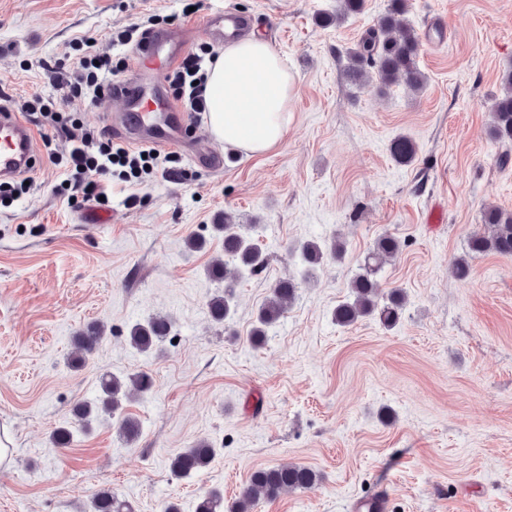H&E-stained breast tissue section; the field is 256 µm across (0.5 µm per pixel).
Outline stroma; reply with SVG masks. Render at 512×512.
I'll use <instances>...</instances> for the list:
<instances>
[{
  "label": "stroma",
  "mask_w": 512,
  "mask_h": 512,
  "mask_svg": "<svg viewBox=\"0 0 512 512\" xmlns=\"http://www.w3.org/2000/svg\"><path fill=\"white\" fill-rule=\"evenodd\" d=\"M0 0V102H60L85 126L117 133L123 105L76 96L49 78L71 64L85 34L111 50L109 33L144 15L197 22L191 51L218 50L200 23L235 8L254 18L292 79L291 122L264 154L234 151L223 173L190 151L114 186L109 223L83 219L88 205L61 194L64 168L38 153L29 194L0 205V430L11 461L0 467V512H88L111 490L135 512L176 501L196 512L208 489L235 501L253 472L305 466L321 479L259 500L253 512H353L367 497L385 512H512V257L468 256L486 207L512 211V142L488 135L489 108L512 69V0H410L416 31L443 23L446 39L422 41V91H379L351 83L347 52L377 26L390 0L319 26L342 0ZM416 146L398 163L392 142ZM139 202L130 207L128 195ZM232 212L258 227L266 270L240 281L230 327L207 303L218 284L207 266L223 254L214 233ZM401 253L378 275L381 292L404 289L399 323L375 318L337 325L360 262L383 234ZM206 239L204 250L186 246ZM342 239L346 254L310 285L259 347L248 340L255 314L280 279H301L298 248ZM469 257L472 273L450 267ZM160 314L172 340L140 353L132 323ZM93 321L105 331L86 365L67 366L74 336ZM147 372L153 388L127 402L140 427L120 441L111 419L74 430L69 446L50 440L75 403L95 401L98 378ZM211 463L174 477L168 459L199 441Z\"/></svg>",
  "instance_id": "obj_1"
}]
</instances>
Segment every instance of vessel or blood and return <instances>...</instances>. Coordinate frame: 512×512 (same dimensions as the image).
<instances>
[{
	"label": "vessel or blood",
	"instance_id": "b4317fda",
	"mask_svg": "<svg viewBox=\"0 0 512 512\" xmlns=\"http://www.w3.org/2000/svg\"><path fill=\"white\" fill-rule=\"evenodd\" d=\"M247 17L230 10H213L203 18V25L215 39H223L227 31L243 30ZM192 24L186 23L148 32L140 41L135 54L137 67L146 61L160 58L165 64L179 62L187 53ZM161 84L113 82L111 94L124 105L123 132L133 144H161L171 148L183 144L184 122L175 107H168L159 115L149 107L151 99L159 95ZM39 137L31 123L19 113L0 104V180L13 181L29 175L37 155Z\"/></svg>",
	"mask_w": 512,
	"mask_h": 512
}]
</instances>
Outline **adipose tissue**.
<instances>
[{"label":"adipose tissue","instance_id":"1","mask_svg":"<svg viewBox=\"0 0 512 512\" xmlns=\"http://www.w3.org/2000/svg\"><path fill=\"white\" fill-rule=\"evenodd\" d=\"M292 81L256 35L230 41L207 70V122L216 141L250 153L278 146L288 130Z\"/></svg>","mask_w":512,"mask_h":512}]
</instances>
